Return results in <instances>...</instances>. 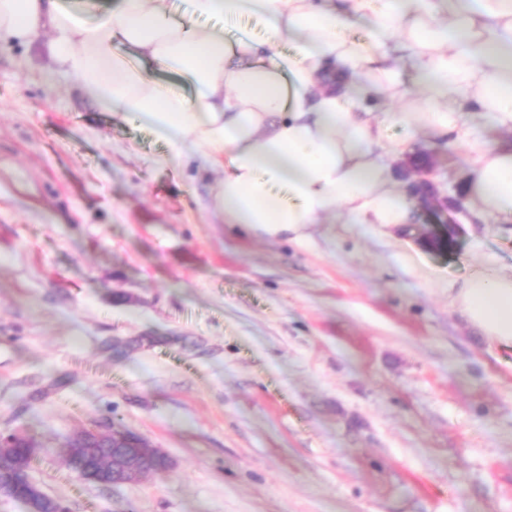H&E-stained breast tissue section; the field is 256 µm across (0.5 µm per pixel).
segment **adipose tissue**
Wrapping results in <instances>:
<instances>
[{
	"label": "adipose tissue",
	"instance_id": "adipose-tissue-1",
	"mask_svg": "<svg viewBox=\"0 0 512 512\" xmlns=\"http://www.w3.org/2000/svg\"><path fill=\"white\" fill-rule=\"evenodd\" d=\"M175 19L168 0H124L92 20L60 0H0V39L48 35L59 70L81 79L106 111L148 121L175 158L224 176L209 209L224 224L294 243L310 225L403 227L413 206L394 160L410 150L387 138L373 99L394 106L409 132L452 131L475 154L464 186L475 217L512 222V0H190ZM261 15L265 39L225 38L203 17ZM363 38L348 37L351 28ZM291 54L278 51L281 42ZM414 64L412 83L399 65ZM194 89L162 85L156 70ZM423 109H406L413 92ZM486 114L488 141L470 121ZM453 304L487 339L512 344V273L477 270L452 288Z\"/></svg>",
	"mask_w": 512,
	"mask_h": 512
}]
</instances>
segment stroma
<instances>
[{"label":"stroma","mask_w":512,"mask_h":512,"mask_svg":"<svg viewBox=\"0 0 512 512\" xmlns=\"http://www.w3.org/2000/svg\"><path fill=\"white\" fill-rule=\"evenodd\" d=\"M0 45V431L67 512H512V346L449 296L512 272V224H314L300 245L218 223L147 125ZM464 204L473 157L416 133ZM138 433L169 467L102 486L68 440ZM20 435L16 432H0V456L5 469L17 467L18 469L28 468L31 459L37 451L34 440L28 437H21L20 444L13 448Z\"/></svg>","instance_id":"stroma-1"}]
</instances>
